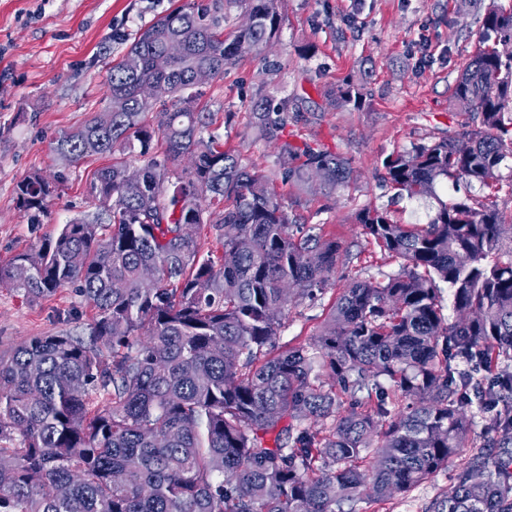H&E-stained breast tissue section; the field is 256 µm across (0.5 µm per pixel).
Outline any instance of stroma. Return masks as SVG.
Wrapping results in <instances>:
<instances>
[{
    "label": "stroma",
    "mask_w": 512,
    "mask_h": 512,
    "mask_svg": "<svg viewBox=\"0 0 512 512\" xmlns=\"http://www.w3.org/2000/svg\"><path fill=\"white\" fill-rule=\"evenodd\" d=\"M184 2L0 0V263L55 237L63 224L95 216L90 185L108 158L68 164L51 146L100 108L107 64L122 58L136 30ZM492 7L510 9L512 0H282L270 50L242 54L201 87L198 109L211 113L209 131L243 163L272 177L294 228L341 245L327 288L286 311L276 349L312 342L351 280L400 271V261L363 235L355 217L387 204L398 223L427 222L429 201H393L383 160L460 130L467 114L452 91L484 47L482 21ZM347 81L362 89L363 106L326 108L322 91ZM261 89L273 102H288L289 141L350 160L347 188L329 193L282 177L276 149L253 126L250 105ZM36 169L54 178L58 190L34 231L15 187ZM93 317L75 287L32 301L0 286V361L38 336H88ZM464 466V456L452 457L426 482L386 501H362L357 512H429Z\"/></svg>",
    "instance_id": "obj_1"
}]
</instances>
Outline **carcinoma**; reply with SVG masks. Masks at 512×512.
<instances>
[{
	"mask_svg": "<svg viewBox=\"0 0 512 512\" xmlns=\"http://www.w3.org/2000/svg\"><path fill=\"white\" fill-rule=\"evenodd\" d=\"M226 2L253 18L230 39ZM275 2L191 0L141 28L109 68L104 105L54 142L70 163L117 149L140 157L143 179L127 184L124 161L98 169L95 220L65 224L0 264V284L30 300L75 286L95 310L91 342L39 336L0 362V512H356L460 453L466 466L430 512H512V371L483 375L512 359V249L502 253L512 224L491 202L438 193L444 180L480 192L512 187V60L498 49L512 42V10L485 14L486 47L453 89L476 125L383 160L398 195L435 202L427 223L398 224L379 208L357 217L401 271L352 282L315 343L269 357L285 310L326 287L341 245L294 233L270 176L204 135L194 74L217 77L264 50L281 26ZM171 39L186 55L158 71L153 58ZM143 83L168 89L155 127L138 96ZM324 97L331 106L363 101L349 83ZM285 111L266 96L251 104L285 177L304 186L320 168L323 189L346 186L349 160L284 139ZM55 192L38 171L17 183L30 224ZM224 200L231 205L210 209ZM188 222L209 225L221 256L179 235ZM146 266L155 279L142 275ZM371 384L374 404L343 407V394ZM92 391L104 397L93 411ZM402 401L391 413L388 404ZM477 413L487 428L480 445L469 436Z\"/></svg>",
	"mask_w": 512,
	"mask_h": 512,
	"instance_id": "cac0c4a2",
	"label": "carcinoma"
}]
</instances>
